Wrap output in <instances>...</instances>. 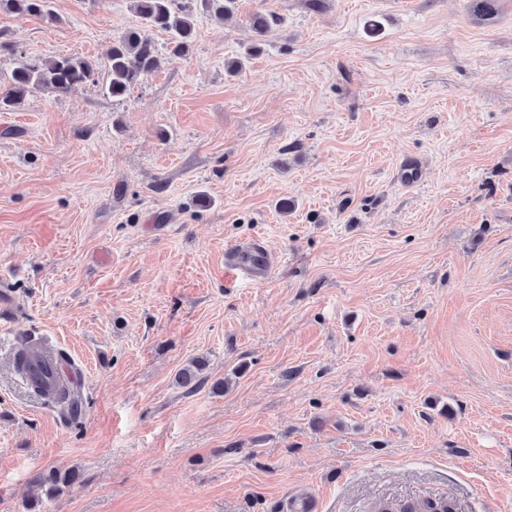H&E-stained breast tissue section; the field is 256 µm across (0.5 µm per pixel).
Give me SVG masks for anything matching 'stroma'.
Wrapping results in <instances>:
<instances>
[{"label":"stroma","instance_id":"stroma-1","mask_svg":"<svg viewBox=\"0 0 512 512\" xmlns=\"http://www.w3.org/2000/svg\"><path fill=\"white\" fill-rule=\"evenodd\" d=\"M497 4L489 21L467 0L197 6L189 55L123 99L98 81L0 112V512H289L303 494L512 512ZM53 8L52 26L0 15V93L22 63L96 59L142 26L132 0ZM268 9L281 23L256 38ZM256 237L271 276L225 279V249ZM30 335L78 368V424L14 372ZM51 468L76 483L31 505Z\"/></svg>","mask_w":512,"mask_h":512}]
</instances>
